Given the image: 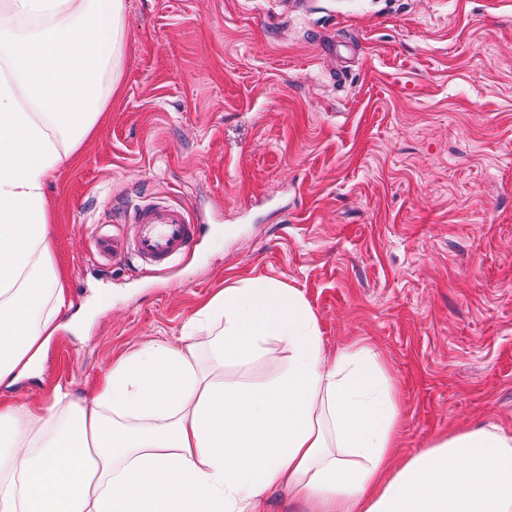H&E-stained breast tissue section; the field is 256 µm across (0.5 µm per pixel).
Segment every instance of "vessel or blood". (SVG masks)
<instances>
[{
    "mask_svg": "<svg viewBox=\"0 0 512 512\" xmlns=\"http://www.w3.org/2000/svg\"><path fill=\"white\" fill-rule=\"evenodd\" d=\"M199 231L179 205L151 202L136 206L125 231L96 238L103 256L130 254L143 263L161 266L190 250Z\"/></svg>",
    "mask_w": 512,
    "mask_h": 512,
    "instance_id": "1",
    "label": "vessel or blood"
}]
</instances>
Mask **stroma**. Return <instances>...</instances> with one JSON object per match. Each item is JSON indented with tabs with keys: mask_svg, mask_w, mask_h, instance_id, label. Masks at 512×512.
<instances>
[{
	"mask_svg": "<svg viewBox=\"0 0 512 512\" xmlns=\"http://www.w3.org/2000/svg\"><path fill=\"white\" fill-rule=\"evenodd\" d=\"M112 109L47 185L76 320L38 375L91 394L215 293L298 289L327 357L366 341L401 456L512 434V0H128ZM199 219L162 267L96 257L137 204Z\"/></svg>",
	"mask_w": 512,
	"mask_h": 512,
	"instance_id": "obj_1",
	"label": "stroma"
}]
</instances>
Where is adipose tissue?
<instances>
[{
	"mask_svg": "<svg viewBox=\"0 0 512 512\" xmlns=\"http://www.w3.org/2000/svg\"><path fill=\"white\" fill-rule=\"evenodd\" d=\"M126 0H0V385L31 375L69 309L46 186L127 65ZM183 346L116 360L96 394L0 405V512H512V436L449 434L398 462L394 379L366 343L323 354L302 293L243 283L201 306ZM267 382L225 377L269 343ZM304 503L293 498L287 489L277 490L271 493L265 503V512H305Z\"/></svg>",
	"mask_w": 512,
	"mask_h": 512,
	"instance_id": "ef3b65f1",
	"label": "adipose tissue"
}]
</instances>
